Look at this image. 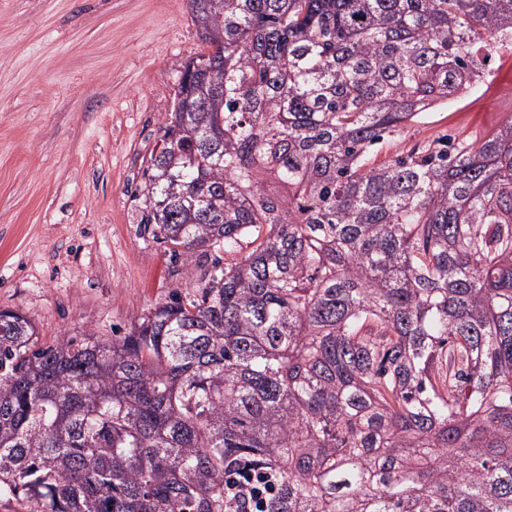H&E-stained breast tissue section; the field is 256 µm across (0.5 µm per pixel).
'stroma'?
<instances>
[{"label": "stroma", "mask_w": 512, "mask_h": 512, "mask_svg": "<svg viewBox=\"0 0 512 512\" xmlns=\"http://www.w3.org/2000/svg\"><path fill=\"white\" fill-rule=\"evenodd\" d=\"M202 48L187 0H0V309L42 342L129 332L194 278L140 233L137 190ZM481 97L428 113L372 163L437 140H471L512 116V51Z\"/></svg>", "instance_id": "1"}]
</instances>
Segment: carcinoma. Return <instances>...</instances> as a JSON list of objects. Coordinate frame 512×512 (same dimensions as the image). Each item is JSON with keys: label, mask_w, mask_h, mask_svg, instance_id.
Returning <instances> with one entry per match:
<instances>
[{"label": "carcinoma", "mask_w": 512, "mask_h": 512, "mask_svg": "<svg viewBox=\"0 0 512 512\" xmlns=\"http://www.w3.org/2000/svg\"><path fill=\"white\" fill-rule=\"evenodd\" d=\"M139 228L224 267L123 336L0 310L30 512H512V119L373 165L512 48V0H189ZM252 249L241 253V239ZM226 486L235 497H242L250 504V512H264L266 497L275 491V483L266 473L239 474L230 477Z\"/></svg>", "instance_id": "cac0c4a2"}]
</instances>
